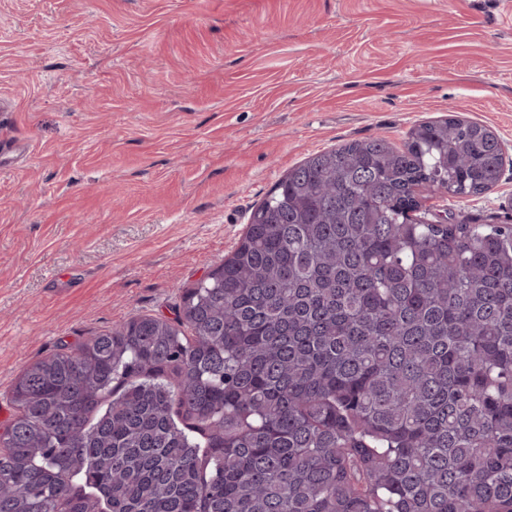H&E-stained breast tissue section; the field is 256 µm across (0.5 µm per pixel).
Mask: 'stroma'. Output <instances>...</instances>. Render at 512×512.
<instances>
[{"mask_svg": "<svg viewBox=\"0 0 512 512\" xmlns=\"http://www.w3.org/2000/svg\"><path fill=\"white\" fill-rule=\"evenodd\" d=\"M0 427L22 370L173 317L310 154L455 115L512 159V0H0ZM430 222L512 225L490 192Z\"/></svg>", "mask_w": 512, "mask_h": 512, "instance_id": "35a3bbf8", "label": "stroma"}]
</instances>
